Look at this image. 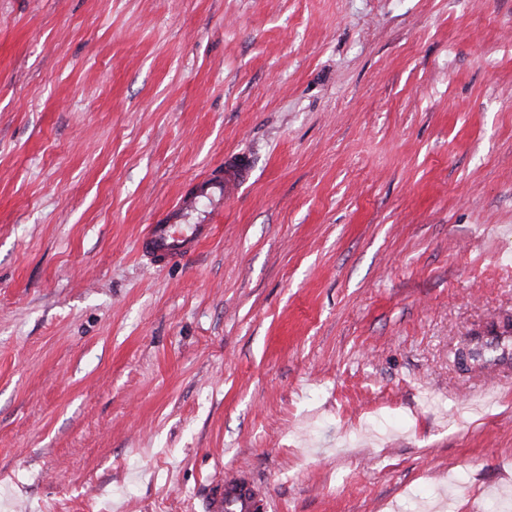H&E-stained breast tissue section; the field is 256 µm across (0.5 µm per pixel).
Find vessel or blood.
I'll list each match as a JSON object with an SVG mask.
<instances>
[{
    "label": "vessel or blood",
    "instance_id": "vessel-or-blood-1",
    "mask_svg": "<svg viewBox=\"0 0 512 512\" xmlns=\"http://www.w3.org/2000/svg\"><path fill=\"white\" fill-rule=\"evenodd\" d=\"M252 175L248 155L229 152L212 174L199 179L195 189L180 195L152 224L146 225L139 249L152 264L168 267L180 263L208 240L224 206L236 198ZM207 199L210 211L204 223L184 226L183 219L196 200ZM259 493L247 475L234 469L216 482L207 503L208 512H255Z\"/></svg>",
    "mask_w": 512,
    "mask_h": 512
}]
</instances>
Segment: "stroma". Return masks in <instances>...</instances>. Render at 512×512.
Listing matches in <instances>:
<instances>
[{"label":"stroma","instance_id":"1","mask_svg":"<svg viewBox=\"0 0 512 512\" xmlns=\"http://www.w3.org/2000/svg\"><path fill=\"white\" fill-rule=\"evenodd\" d=\"M496 335L488 385L454 353ZM231 468L263 512L512 499V0H0V512H206ZM251 175L252 162L248 155L226 153L224 163L217 165L212 174L200 178L191 193L180 195L153 224H146L139 242L142 255L152 264L168 267L197 251L212 236L213 224L223 216L224 205L239 195ZM201 198L210 203L205 224L185 228L181 223L187 211Z\"/></svg>","mask_w":512,"mask_h":512}]
</instances>
